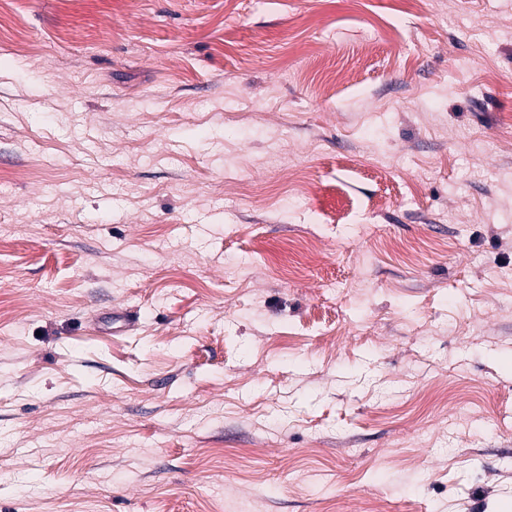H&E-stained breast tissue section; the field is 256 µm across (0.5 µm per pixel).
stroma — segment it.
Instances as JSON below:
<instances>
[{
    "instance_id": "obj_1",
    "label": "stroma",
    "mask_w": 512,
    "mask_h": 512,
    "mask_svg": "<svg viewBox=\"0 0 512 512\" xmlns=\"http://www.w3.org/2000/svg\"><path fill=\"white\" fill-rule=\"evenodd\" d=\"M329 504L512 512V0H0V512Z\"/></svg>"
}]
</instances>
